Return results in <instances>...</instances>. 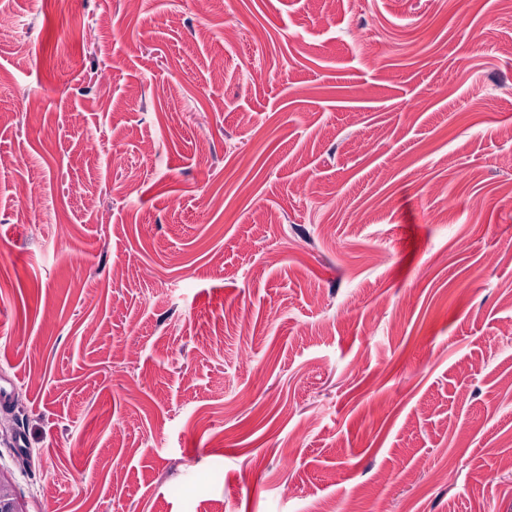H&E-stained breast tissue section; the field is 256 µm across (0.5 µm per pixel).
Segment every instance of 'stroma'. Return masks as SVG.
I'll return each instance as SVG.
<instances>
[{
  "instance_id": "stroma-1",
  "label": "stroma",
  "mask_w": 512,
  "mask_h": 512,
  "mask_svg": "<svg viewBox=\"0 0 512 512\" xmlns=\"http://www.w3.org/2000/svg\"><path fill=\"white\" fill-rule=\"evenodd\" d=\"M511 128L496 0H0L27 512H512Z\"/></svg>"
}]
</instances>
